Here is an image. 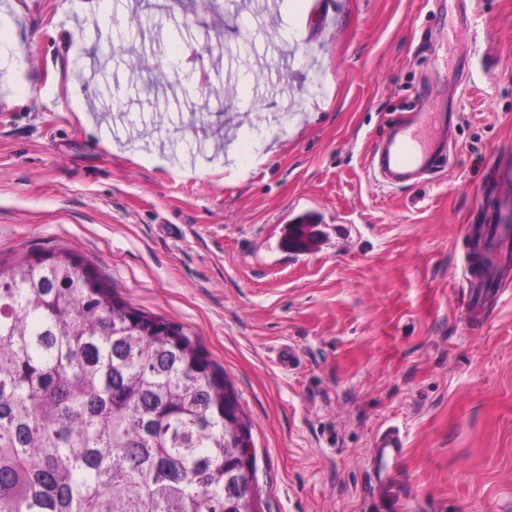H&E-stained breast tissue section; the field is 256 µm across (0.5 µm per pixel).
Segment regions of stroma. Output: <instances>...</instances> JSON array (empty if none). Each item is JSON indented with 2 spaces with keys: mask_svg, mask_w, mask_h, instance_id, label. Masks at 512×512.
<instances>
[{
  "mask_svg": "<svg viewBox=\"0 0 512 512\" xmlns=\"http://www.w3.org/2000/svg\"><path fill=\"white\" fill-rule=\"evenodd\" d=\"M9 3L0 260L70 250L195 339L251 422L262 512H512V293L470 317L463 256L512 161V0H472L453 65L448 0ZM413 112L453 161L380 185ZM304 213L312 249L268 254ZM388 425L408 448L383 464Z\"/></svg>",
  "mask_w": 512,
  "mask_h": 512,
  "instance_id": "obj_1",
  "label": "stroma"
}]
</instances>
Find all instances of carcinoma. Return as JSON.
<instances>
[{"label": "carcinoma", "mask_w": 512, "mask_h": 512, "mask_svg": "<svg viewBox=\"0 0 512 512\" xmlns=\"http://www.w3.org/2000/svg\"><path fill=\"white\" fill-rule=\"evenodd\" d=\"M87 268L0 261V512H259L224 372Z\"/></svg>", "instance_id": "cac0c4a2"}]
</instances>
